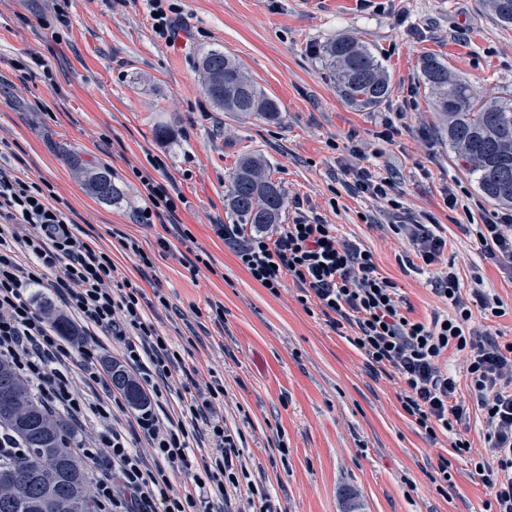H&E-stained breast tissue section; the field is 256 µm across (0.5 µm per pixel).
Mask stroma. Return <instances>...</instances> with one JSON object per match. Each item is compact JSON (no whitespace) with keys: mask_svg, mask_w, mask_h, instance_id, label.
I'll return each mask as SVG.
<instances>
[{"mask_svg":"<svg viewBox=\"0 0 512 512\" xmlns=\"http://www.w3.org/2000/svg\"><path fill=\"white\" fill-rule=\"evenodd\" d=\"M180 19L174 43L158 38L145 0H66L68 24L45 28L46 0H0V161L52 185L75 225L110 252L122 275L168 306L146 307L198 384L223 381L217 413L241 432L240 459L263 484L274 512H342L348 489L364 512H485L490 498L470 460L448 435L428 439L403 411L400 386L373 372L319 308L305 310L300 288L278 292L255 281L213 232L231 223L225 186L240 157L259 153L286 190L283 223L297 213L335 225L371 250L381 276L394 281L403 311L427 322L448 307L435 291L436 271L456 265L462 287L473 275L508 312L473 325L512 341V270L484 260L460 231L495 217L497 206L475 189L441 139L420 77L423 57L447 61L488 99L512 92V26L482 0H173ZM342 35L365 42L391 76V93L360 112L337 94L323 60ZM236 59L283 114L280 124L216 110L199 87L198 64L211 50ZM38 54L43 66L17 69ZM51 76H44V69ZM397 131L379 139L387 121ZM168 128L159 136L157 126ZM362 145L359 161L352 144ZM110 171L127 199L113 206L91 197L70 166ZM167 171L192 234L181 239L167 219L139 223L135 172ZM391 172L400 210L350 191L359 165ZM467 193V209H449V188ZM432 224L447 245L435 267L402 263L393 224ZM138 239L153 268L122 249ZM168 249H161L160 240ZM207 252L210 268L191 273ZM223 305V321L212 309ZM449 463L447 484L436 480Z\"/></svg>","mask_w":512,"mask_h":512,"instance_id":"1","label":"stroma"}]
</instances>
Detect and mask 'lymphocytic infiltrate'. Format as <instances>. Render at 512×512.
<instances>
[{
	"mask_svg": "<svg viewBox=\"0 0 512 512\" xmlns=\"http://www.w3.org/2000/svg\"><path fill=\"white\" fill-rule=\"evenodd\" d=\"M138 181L141 223H152L160 214L176 220L178 206L168 185L144 175ZM53 197L48 183L0 166V361L32 385L48 410L62 411L76 422L95 419L98 430L91 447L77 453L92 463L107 459V471L96 483L100 512H215L214 503L240 490L249 512H269L267 489L246 478L238 434L228 431L217 414L223 381L210 380L204 392L182 400L179 415L168 422L141 409L134 422L149 440V464L114 428L110 404L76 391L65 367L76 350L34 304L33 288L46 281H54L75 329L121 343L124 361L137 370L151 395L159 398L170 390L179 355L145 318L142 289L122 277L109 253L74 232ZM394 230L428 266L446 246L424 224H398ZM213 231L264 288L277 291L284 278H291L330 326L352 327L350 342L368 366L398 378L404 412L428 438L452 435L451 446L460 455L469 448L454 434L463 414L456 401L457 379L439 360L451 350L465 353L468 387L485 416L486 448L477 466L492 491L494 512H512V341L500 342L471 326L473 315L488 319L507 313L502 300L484 289L481 276H474V287L465 296L455 269L438 274L437 293L450 314L414 321L402 313L398 286L379 274L373 252L339 237L334 225L300 217L247 234L228 224L214 225ZM463 231L485 259L512 268L511 213L496 222L464 225ZM76 352L86 381L107 385L94 345L84 344ZM201 428L211 448L199 458L191 455L189 442ZM174 467L192 471L193 490L174 493L168 475Z\"/></svg>",
	"mask_w": 512,
	"mask_h": 512,
	"instance_id": "f902f5d3",
	"label": "lymphocytic infiltrate"
}]
</instances>
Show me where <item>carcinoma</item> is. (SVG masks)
Returning a JSON list of instances; mask_svg holds the SVG:
<instances>
[{"label":"carcinoma","mask_w":512,"mask_h":512,"mask_svg":"<svg viewBox=\"0 0 512 512\" xmlns=\"http://www.w3.org/2000/svg\"><path fill=\"white\" fill-rule=\"evenodd\" d=\"M485 2L504 25H512V0ZM325 61L334 76L336 92L352 108L371 110L388 96V71L368 45L339 37L326 46ZM421 74L438 130L463 171L486 199L512 209V94L481 100L448 63L432 55L422 59ZM200 78L204 95L217 108L271 124L282 121L278 104L223 52L214 50L202 59ZM83 185L102 202L119 205L125 201L123 189L106 169L83 172ZM224 201L236 223L259 226L281 223L286 197L281 185L272 180L267 162L246 155L232 172ZM112 383L125 391L132 407L145 405V397L123 372L113 373ZM19 386L23 397L20 410L33 411L52 423L55 433L41 438L0 420V431L23 449L21 455L0 459V474L26 472L37 476L28 485L21 507L4 508L5 496L0 492V512H53L45 499V476L53 478L58 492L75 494L82 504L81 512H96V502L88 491L89 469L73 455L75 435L70 426L50 414L27 384L21 382Z\"/></svg>","instance_id":"1"}]
</instances>
